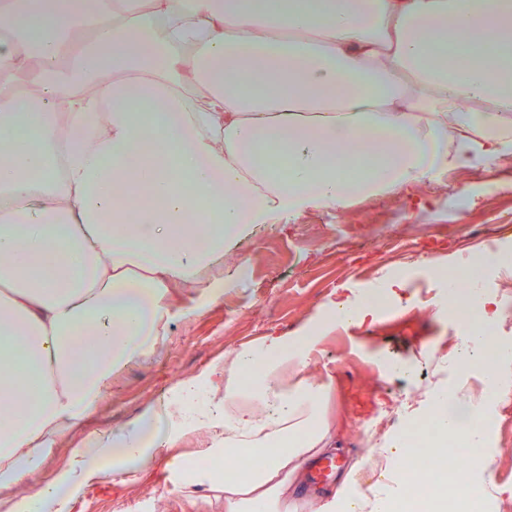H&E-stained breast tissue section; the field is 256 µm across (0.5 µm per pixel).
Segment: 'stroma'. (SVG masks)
I'll list each match as a JSON object with an SVG mask.
<instances>
[{"mask_svg":"<svg viewBox=\"0 0 512 512\" xmlns=\"http://www.w3.org/2000/svg\"><path fill=\"white\" fill-rule=\"evenodd\" d=\"M463 191L474 204L461 216L449 209L448 198ZM509 227L512 162L452 171L397 197L361 201L346 215L320 210L283 220L245 245L247 279L178 317L158 354L130 363L95 424H126L181 380H219L225 349L295 335L337 306L361 302L368 286L399 275L403 285L386 293L384 310L348 332L326 336L309 371L336 389L339 451L356 461L363 494L387 487L400 496L392 473L371 462L376 451L387 462L394 456L379 448L380 439L404 422L428 419L439 392L456 393L451 409L461 415L469 399L485 390L481 368L464 371L442 356L443 346H454L462 335L465 320L449 312L446 284L423 260L444 266L459 251L482 249L488 239L496 248H512L503 235ZM394 363L408 366V374L392 372ZM491 409L496 428L480 481L492 512H512V397ZM185 480L164 454L146 472L103 481L72 512H224L223 499L205 488L189 492Z\"/></svg>","mask_w":512,"mask_h":512,"instance_id":"stroma-1","label":"stroma"}]
</instances>
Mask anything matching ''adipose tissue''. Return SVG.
Returning a JSON list of instances; mask_svg holds the SVG:
<instances>
[{"mask_svg": "<svg viewBox=\"0 0 512 512\" xmlns=\"http://www.w3.org/2000/svg\"><path fill=\"white\" fill-rule=\"evenodd\" d=\"M0 512H67L88 486L190 447L259 459L224 512H286L336 450L308 377L345 306L292 339L224 354L122 427L89 429L188 304L234 287L256 232L512 159V0H0ZM36 138L17 149L22 131ZM487 412L512 348L478 336ZM79 436L52 477L42 467Z\"/></svg>", "mask_w": 512, "mask_h": 512, "instance_id": "ef3b65f1", "label": "adipose tissue"}]
</instances>
